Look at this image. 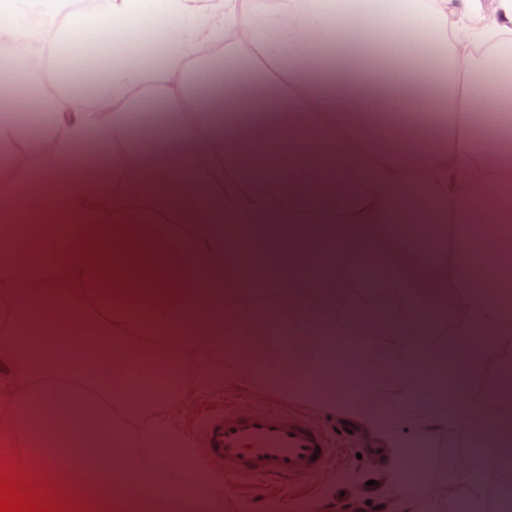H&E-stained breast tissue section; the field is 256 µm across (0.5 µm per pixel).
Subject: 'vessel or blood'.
<instances>
[{
    "instance_id": "b4317fda",
    "label": "vessel or blood",
    "mask_w": 512,
    "mask_h": 512,
    "mask_svg": "<svg viewBox=\"0 0 512 512\" xmlns=\"http://www.w3.org/2000/svg\"><path fill=\"white\" fill-rule=\"evenodd\" d=\"M202 440L226 478L283 488L311 476L333 451L326 433L295 415L238 405L210 418Z\"/></svg>"
}]
</instances>
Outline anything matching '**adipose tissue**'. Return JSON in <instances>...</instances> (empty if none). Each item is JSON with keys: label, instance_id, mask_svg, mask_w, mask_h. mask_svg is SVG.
Instances as JSON below:
<instances>
[{"label": "adipose tissue", "instance_id": "1", "mask_svg": "<svg viewBox=\"0 0 512 512\" xmlns=\"http://www.w3.org/2000/svg\"><path fill=\"white\" fill-rule=\"evenodd\" d=\"M158 15L172 22L162 60L110 67V125L73 91L56 98L34 143L38 177L12 148L23 68L0 102V166L26 189L0 188V223L13 228L0 239V444L26 448L25 466L73 488L84 512H209L215 476L177 413L218 385L263 387L288 371L289 397L356 417L336 398L335 352L299 370L296 348L347 335L373 345L397 329L400 425L426 439L474 422L479 467L512 457V400L494 366L512 334V102L500 90L512 0H390L359 14L345 0H98L90 33L81 16L56 24L48 0H0V42L47 66L75 39L94 48ZM347 26L368 43L397 31L402 69L339 41ZM464 42L474 54L459 55ZM135 87L176 118L149 125L172 148L140 150ZM96 135L121 145L107 209L80 170L59 169ZM401 221L440 231L417 245L390 231ZM330 243L371 274L314 275ZM75 287L111 295V310L92 318ZM458 307L470 316L452 330ZM272 322L293 327L296 346L271 350ZM108 361L118 384L97 374ZM152 371L177 377L175 393L155 391ZM479 372L485 390L462 391L458 375ZM88 447L101 451L91 467Z\"/></svg>", "mask_w": 512, "mask_h": 512}]
</instances>
